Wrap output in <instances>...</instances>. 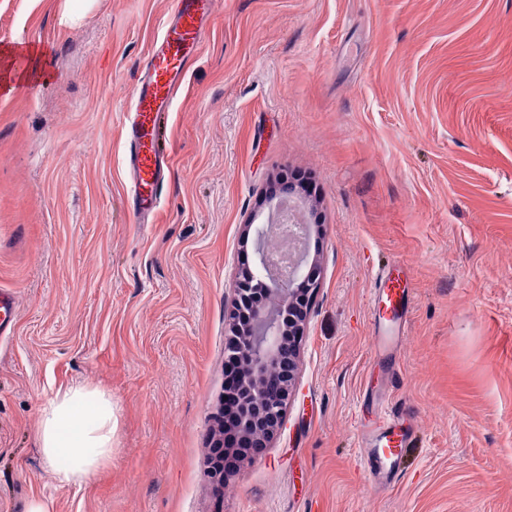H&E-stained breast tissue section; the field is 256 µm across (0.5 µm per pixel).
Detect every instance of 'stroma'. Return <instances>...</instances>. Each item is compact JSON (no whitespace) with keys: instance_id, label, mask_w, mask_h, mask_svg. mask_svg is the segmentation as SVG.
Segmentation results:
<instances>
[{"instance_id":"1","label":"stroma","mask_w":512,"mask_h":512,"mask_svg":"<svg viewBox=\"0 0 512 512\" xmlns=\"http://www.w3.org/2000/svg\"><path fill=\"white\" fill-rule=\"evenodd\" d=\"M174 0H0V512H512V0H216L164 129L147 222L127 209L126 103ZM303 175L321 287L267 447L208 475L225 300L244 227ZM412 299L402 375L372 364L377 267ZM75 383L112 397V459L62 485L36 443ZM416 432L393 488L355 465L371 398Z\"/></svg>"}]
</instances>
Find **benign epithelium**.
Listing matches in <instances>:
<instances>
[{
    "label": "benign epithelium",
    "mask_w": 512,
    "mask_h": 512,
    "mask_svg": "<svg viewBox=\"0 0 512 512\" xmlns=\"http://www.w3.org/2000/svg\"><path fill=\"white\" fill-rule=\"evenodd\" d=\"M280 206L281 201L269 199L267 223L246 225V231H254L257 264L235 278L225 314V355L240 364L243 381L242 436L254 448L265 447L283 426L296 392L300 341L320 287L318 262L310 259L308 252L300 254L286 273L274 261L270 241L280 226ZM255 289L263 290L267 301L251 308L243 321L240 315L246 293ZM284 309L295 314L288 325L281 320Z\"/></svg>",
    "instance_id": "obj_1"
}]
</instances>
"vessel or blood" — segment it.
<instances>
[{"instance_id": "obj_1", "label": "vessel or blood", "mask_w": 512, "mask_h": 512, "mask_svg": "<svg viewBox=\"0 0 512 512\" xmlns=\"http://www.w3.org/2000/svg\"><path fill=\"white\" fill-rule=\"evenodd\" d=\"M214 0H175V21L168 25L148 56L144 75L134 88L125 123L130 171V204L134 211L151 212L160 196L167 147L162 135L176 91L204 38V22ZM410 305V279L401 263L374 276L372 306L373 344L376 358L388 353L385 325L406 328ZM362 450L356 463L367 474L371 489L390 486L393 464L403 455L408 439L397 416L378 414L363 425Z\"/></svg>"}]
</instances>
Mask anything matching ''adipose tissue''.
<instances>
[{
  "mask_svg": "<svg viewBox=\"0 0 512 512\" xmlns=\"http://www.w3.org/2000/svg\"><path fill=\"white\" fill-rule=\"evenodd\" d=\"M112 399L84 385L58 390L41 407L37 443L56 480L89 482L112 458Z\"/></svg>",
  "mask_w": 512,
  "mask_h": 512,
  "instance_id": "ef3b65f1",
  "label": "adipose tissue"
}]
</instances>
